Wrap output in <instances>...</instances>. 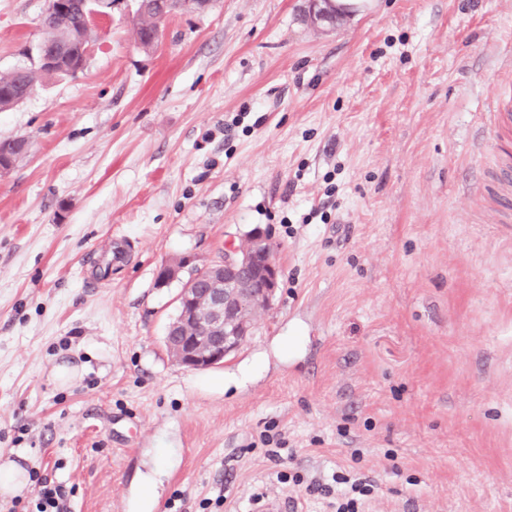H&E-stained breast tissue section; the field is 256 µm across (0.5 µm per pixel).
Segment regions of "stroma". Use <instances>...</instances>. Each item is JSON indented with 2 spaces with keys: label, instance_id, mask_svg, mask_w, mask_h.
Masks as SVG:
<instances>
[{
  "label": "stroma",
  "instance_id": "35a3bbf8",
  "mask_svg": "<svg viewBox=\"0 0 512 512\" xmlns=\"http://www.w3.org/2000/svg\"><path fill=\"white\" fill-rule=\"evenodd\" d=\"M349 4L329 25L307 0H212L147 52L122 0L83 73L0 112V141L29 142L0 173V453L77 485L72 512H201L226 487L220 512H329L277 474L343 467L375 482L369 512H512V229L490 198L512 140L487 128L512 0ZM45 6L0 0V75ZM256 227L273 306L223 366L180 365L183 281L160 270Z\"/></svg>",
  "mask_w": 512,
  "mask_h": 512
}]
</instances>
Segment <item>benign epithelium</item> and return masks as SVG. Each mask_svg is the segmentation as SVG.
<instances>
[{
    "label": "benign epithelium",
    "mask_w": 512,
    "mask_h": 512,
    "mask_svg": "<svg viewBox=\"0 0 512 512\" xmlns=\"http://www.w3.org/2000/svg\"><path fill=\"white\" fill-rule=\"evenodd\" d=\"M349 7L338 0H309L316 22L333 23ZM68 53L65 47L36 45L30 63L53 66ZM270 235L254 228L245 242L224 250V258L195 270L178 296L179 312L165 336L176 361L193 369L216 367L251 335L257 315L275 299L280 267Z\"/></svg>",
    "instance_id": "benign-epithelium-1"
}]
</instances>
